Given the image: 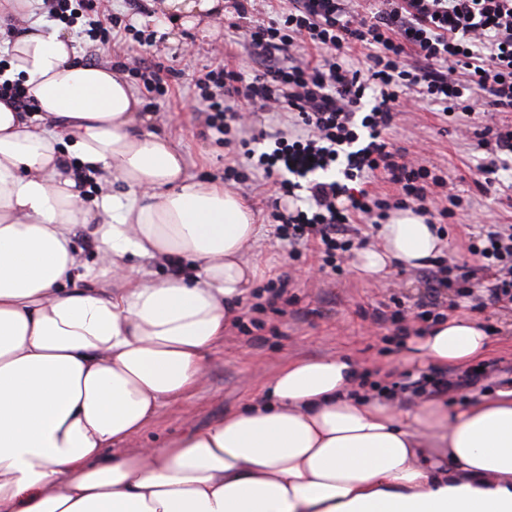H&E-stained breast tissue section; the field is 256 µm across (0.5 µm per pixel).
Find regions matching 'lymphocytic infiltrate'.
Wrapping results in <instances>:
<instances>
[{
  "instance_id": "1",
  "label": "lymphocytic infiltrate",
  "mask_w": 512,
  "mask_h": 512,
  "mask_svg": "<svg viewBox=\"0 0 512 512\" xmlns=\"http://www.w3.org/2000/svg\"><path fill=\"white\" fill-rule=\"evenodd\" d=\"M248 2L232 0L228 26L245 31L259 70L247 78L212 65L196 86L206 127L241 134L246 160L285 199L271 214L276 236L316 244L336 272L356 225L379 226L390 208L429 215V195L444 187L448 205L438 214L453 218L461 197L441 168L408 158L388 133L404 101L439 106L458 129L474 124L482 102L512 112V0H374L368 11L357 9L358 0H288L261 21ZM353 44L365 48L363 60L347 57ZM303 47L319 51L318 63L296 58ZM410 52L415 62H407ZM243 103L267 113L272 129L250 132ZM378 177L396 186V200L370 197L365 185ZM468 250L477 269L456 274L437 258L432 279L462 298L512 304V225L481 227ZM479 377L423 373L399 390L435 395Z\"/></svg>"
}]
</instances>
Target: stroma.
Returning a JSON list of instances; mask_svg holds the SVG:
<instances>
[{
	"mask_svg": "<svg viewBox=\"0 0 512 512\" xmlns=\"http://www.w3.org/2000/svg\"><path fill=\"white\" fill-rule=\"evenodd\" d=\"M84 27L81 18L66 26L83 62L125 63L122 77L126 80L142 58L174 70L165 95L141 91L142 109L152 115L157 129L176 139L192 175L220 180L227 167L239 171L241 180L234 189L251 198L257 208L259 234L253 255L268 269L240 300L235 322L210 353L207 384L179 403L160 407L145 431L127 443V450L160 445L187 427H202L250 403L274 373L295 359L345 352L368 381L383 385L401 381L408 373L423 372V365L406 361L393 326L376 323L373 313L380 302L393 296L411 308L427 300L432 282L424 270L408 272L396 267L377 280L364 277L353 265L355 252L378 241L372 226L365 224L353 252L344 259L342 274L319 272L317 255L310 251L293 254L275 238L274 195L263 186L261 173L241 156L238 143H224L221 135L199 119L194 83L203 66L221 60L247 77L259 67L245 48L242 33L231 32L225 18L219 17L208 32L196 25L180 28L174 42L164 39L143 48L133 32H128L119 44L109 47L84 34ZM388 138L410 154L440 165L449 181L462 190L463 209L441 226L445 242L441 256L446 265L473 267L467 249L469 233L482 224L512 225V194L499 191L497 185L476 182L485 155L477 136H461L446 124L437 107L426 105L407 113ZM283 278L288 281V292L273 298L271 290ZM471 316L488 331L491 349L485 360L495 368L470 390L492 394L512 380V307L488 304L472 310Z\"/></svg>",
	"mask_w": 512,
	"mask_h": 512,
	"instance_id": "obj_1",
	"label": "stroma"
}]
</instances>
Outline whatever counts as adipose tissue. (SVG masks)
<instances>
[{
    "label": "adipose tissue",
    "mask_w": 512,
    "mask_h": 512,
    "mask_svg": "<svg viewBox=\"0 0 512 512\" xmlns=\"http://www.w3.org/2000/svg\"><path fill=\"white\" fill-rule=\"evenodd\" d=\"M11 25L23 33L0 78L38 109L0 98V512H512V386L403 410L356 396L343 355L288 362L253 405L118 453L206 384L262 273L258 230L243 195L188 174L110 64H84L70 33L44 28L38 0H0V31ZM90 180L104 188L91 201ZM379 237L355 260L372 278L444 246L409 209ZM489 348L464 316L408 344L438 366ZM0 97L13 100L14 103L25 112H34L37 110L34 98L28 95L26 88L19 82L9 83L4 81L1 83Z\"/></svg>",
    "instance_id": "ef3b65f1"
}]
</instances>
